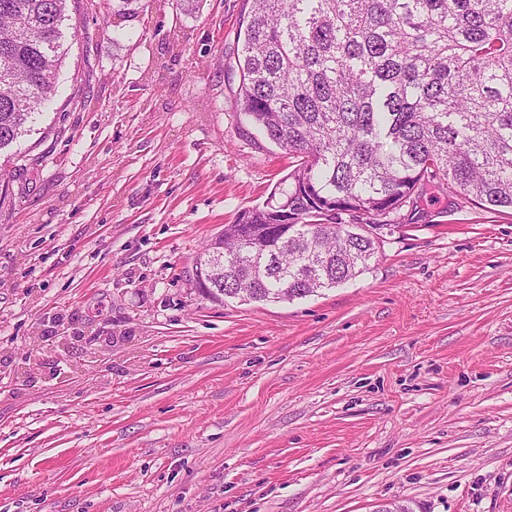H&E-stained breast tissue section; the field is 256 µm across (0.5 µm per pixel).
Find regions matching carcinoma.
Masks as SVG:
<instances>
[{"mask_svg": "<svg viewBox=\"0 0 512 512\" xmlns=\"http://www.w3.org/2000/svg\"><path fill=\"white\" fill-rule=\"evenodd\" d=\"M66 3L0 0V152L55 93ZM237 37L236 105L299 163L197 255L208 298L293 301L355 278L429 190L512 208V0H243Z\"/></svg>", "mask_w": 512, "mask_h": 512, "instance_id": "obj_1", "label": "carcinoma"}]
</instances>
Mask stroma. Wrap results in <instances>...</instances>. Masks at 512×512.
<instances>
[{"instance_id": "35a3bbf8", "label": "stroma", "mask_w": 512, "mask_h": 512, "mask_svg": "<svg viewBox=\"0 0 512 512\" xmlns=\"http://www.w3.org/2000/svg\"><path fill=\"white\" fill-rule=\"evenodd\" d=\"M69 0L0 204V512H512V210L427 195L370 269L217 304L292 161L234 105L242 0Z\"/></svg>"}]
</instances>
